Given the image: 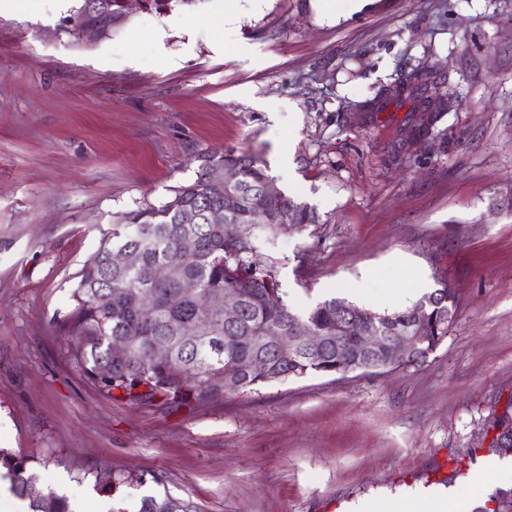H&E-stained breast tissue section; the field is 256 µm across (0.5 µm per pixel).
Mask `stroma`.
I'll list each match as a JSON object with an SVG mask.
<instances>
[{"label":"stroma","mask_w":512,"mask_h":512,"mask_svg":"<svg viewBox=\"0 0 512 512\" xmlns=\"http://www.w3.org/2000/svg\"><path fill=\"white\" fill-rule=\"evenodd\" d=\"M21 8L0 13V448L76 512L485 501L476 474L512 401V0H379L340 26L309 0H202L92 43L57 34V0ZM217 150L259 157L319 216L266 247L291 307L445 286L437 349L187 405L87 381L58 327L83 265ZM107 469L128 479L109 496L89 478Z\"/></svg>","instance_id":"stroma-1"}]
</instances>
